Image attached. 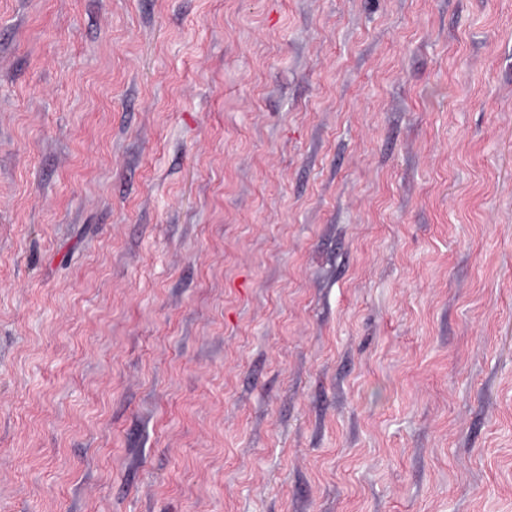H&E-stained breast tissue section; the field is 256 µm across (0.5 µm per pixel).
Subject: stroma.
I'll return each instance as SVG.
<instances>
[{
	"instance_id": "35a3bbf8",
	"label": "stroma",
	"mask_w": 512,
	"mask_h": 512,
	"mask_svg": "<svg viewBox=\"0 0 512 512\" xmlns=\"http://www.w3.org/2000/svg\"><path fill=\"white\" fill-rule=\"evenodd\" d=\"M0 512H512V0H0Z\"/></svg>"
}]
</instances>
